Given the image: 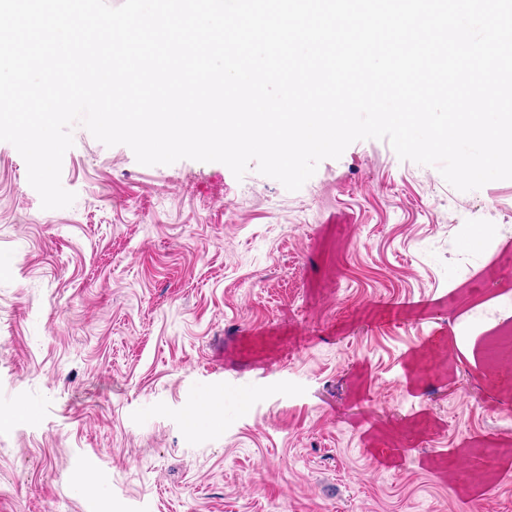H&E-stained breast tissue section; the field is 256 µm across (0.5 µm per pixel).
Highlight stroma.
<instances>
[{
  "label": "stroma",
  "mask_w": 512,
  "mask_h": 512,
  "mask_svg": "<svg viewBox=\"0 0 512 512\" xmlns=\"http://www.w3.org/2000/svg\"><path fill=\"white\" fill-rule=\"evenodd\" d=\"M73 138L47 211L0 141V512H512V180Z\"/></svg>",
  "instance_id": "1"
}]
</instances>
